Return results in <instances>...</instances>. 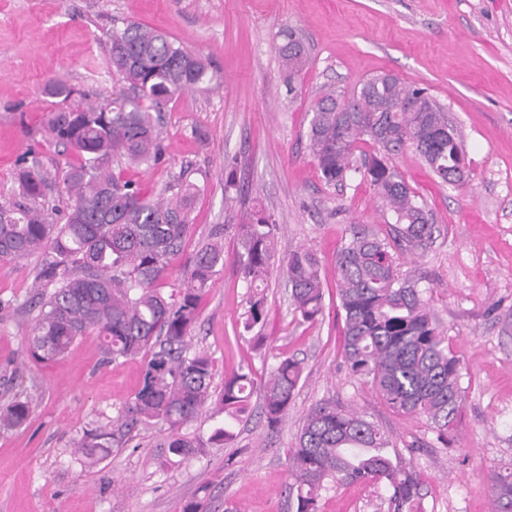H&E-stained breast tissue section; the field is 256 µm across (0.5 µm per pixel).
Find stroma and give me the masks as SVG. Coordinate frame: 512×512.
I'll return each instance as SVG.
<instances>
[{"label": "stroma", "mask_w": 512, "mask_h": 512, "mask_svg": "<svg viewBox=\"0 0 512 512\" xmlns=\"http://www.w3.org/2000/svg\"><path fill=\"white\" fill-rule=\"evenodd\" d=\"M139 22L207 58L219 91L175 95L162 114L165 158L127 167L125 179L159 192L190 170L199 187L184 247L168 284L214 226L224 228V268L203 296L192 343L213 360V385L240 366L263 372L282 357L300 359L304 377L287 418L268 430L259 416L212 441L223 416L206 412L185 425L201 451L167 453L166 433L141 427L92 468L72 449L84 430L115 426L140 388L143 358L104 362L96 337L62 359L25 355L34 325L29 299L38 257L0 262V405L31 399L26 427L0 430V512H205L236 504L246 512H295L288 499L286 452L303 417L321 400L354 406L387 431L422 479L424 512H491V476L512 471V334L499 312L512 310V0H0V205L14 199L17 160L34 151L56 181L77 160L50 143L42 126L51 100L45 84L72 85L84 104L120 89L107 68L112 21ZM293 30L309 62L288 85L278 54ZM393 73L426 87L448 111L470 161L457 185L441 183L412 151L395 168L424 201L437 231L421 261L448 345L461 360L465 390L460 427L437 441L422 417L395 414L370 385L352 377L341 354L336 251L350 224L389 230L369 182L326 184L311 156V104L326 86L345 98L367 79ZM235 184L224 185V163ZM261 206L279 226L277 255L315 250L326 270L324 314L294 318L282 267L265 288L260 333L242 329L247 288L237 265L234 226ZM384 486L323 492L319 512H389Z\"/></svg>", "instance_id": "stroma-1"}]
</instances>
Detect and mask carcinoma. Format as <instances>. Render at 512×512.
I'll return each mask as SVG.
<instances>
[{"label": "carcinoma", "mask_w": 512, "mask_h": 512, "mask_svg": "<svg viewBox=\"0 0 512 512\" xmlns=\"http://www.w3.org/2000/svg\"><path fill=\"white\" fill-rule=\"evenodd\" d=\"M107 66L121 76L129 96L114 91L100 103H74L76 90L49 80L45 93L58 108L47 113L46 128L55 143L79 162L69 168V204L64 223L44 209L54 179L36 156L19 158L16 182L21 203L0 206V261L44 253L36 275L39 287L30 305L36 322L26 337L34 363L65 356L85 335L100 340L103 360L145 356L142 384L127 403L117 431L96 427L84 432L75 453L96 465L121 444L122 435L140 426H167L169 453L190 458L199 439L181 432L209 407L224 413V426L212 440L230 441L233 423L248 413L256 378L246 366L213 387V362L204 351H190L191 331L202 294L224 268V228L195 253L182 279L164 292L171 260L180 253L196 186L179 176L180 192L167 199L122 177L124 166L158 165L164 147L156 112L175 95L213 82L202 56L175 44L168 35L128 22L106 33ZM279 55L288 76L305 68L304 43L284 33ZM151 103L147 108L143 102ZM333 89L312 107L309 149L328 185H343L355 175L369 181L390 213V234L380 236L364 224L348 226L336 255L339 314L343 320L342 357L349 373L372 386L394 412L427 420L439 441H448L461 422L464 388L460 359L436 323L427 289L401 271L397 252L424 257L436 227L425 205L393 166V156L411 150L429 171L455 185L463 145L448 122V111L422 88L399 78L373 77L354 93L351 112ZM371 156L356 158L360 144ZM279 230L272 216L252 210L236 227L240 271L247 283L243 328L264 324L265 283L274 270ZM294 316L314 322L323 315L325 271L317 254L298 248L283 259ZM304 367L284 357L268 368L261 386L262 417L275 429L288 416ZM31 402L0 407V429L24 427ZM391 437L354 408L324 400L304 415L296 446L288 449L292 482L288 496L296 512H319L322 492L338 486L383 483L393 512H423L420 478L389 453ZM493 512H512V472L492 476Z\"/></svg>", "instance_id": "carcinoma-1"}]
</instances>
